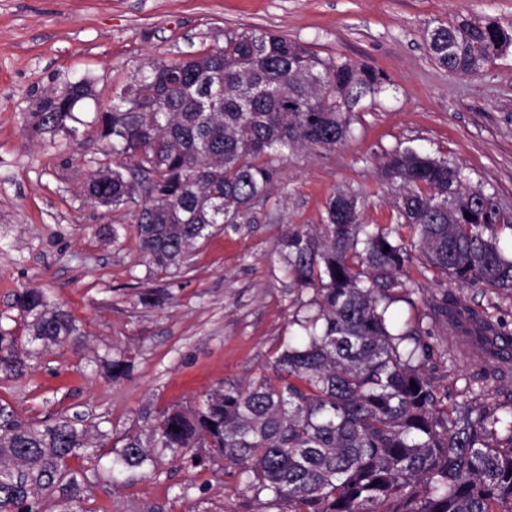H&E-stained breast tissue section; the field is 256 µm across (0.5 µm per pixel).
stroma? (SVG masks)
<instances>
[{
    "mask_svg": "<svg viewBox=\"0 0 512 512\" xmlns=\"http://www.w3.org/2000/svg\"><path fill=\"white\" fill-rule=\"evenodd\" d=\"M512 28V0H0V332L26 342L13 301L37 287L70 313L83 344L33 355L26 373L0 377V409L38 422L80 415L113 437L147 433L159 411L189 408L222 382L267 372L301 294L276 246L291 225H318L337 190H367V224L391 221L395 191L380 177L386 154L411 148L461 168L512 216V51L464 76L435 63L427 28L457 17ZM259 28L320 57L379 73L382 89L354 105V136L330 150L300 149L278 162L268 200L241 231L199 241L181 271L151 272L131 217L93 204L84 188L106 163L100 113L115 89L150 61L185 59L224 44L228 29ZM83 82L89 89L56 130L34 124L38 101ZM393 308L418 320L433 296L496 314L512 329V295L459 288L405 268ZM118 357L126 375L100 365ZM474 367L434 361L438 394L456 396ZM154 470L113 476L112 457L72 458L79 512H273L241 491L222 462L191 468L156 450Z\"/></svg>",
    "mask_w": 512,
    "mask_h": 512,
    "instance_id": "1",
    "label": "stroma"
}]
</instances>
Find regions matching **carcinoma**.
<instances>
[{"label":"carcinoma","instance_id":"carcinoma-1","mask_svg":"<svg viewBox=\"0 0 512 512\" xmlns=\"http://www.w3.org/2000/svg\"><path fill=\"white\" fill-rule=\"evenodd\" d=\"M426 42L437 64L471 76L512 47V30L460 17L427 31ZM381 84L375 71L323 59L285 36L227 30L217 50L151 62L114 92L101 136L128 164L100 167L85 192L132 216L149 266L178 270L198 240L250 222L252 202L274 183V161L351 139L348 98ZM86 91L79 84L45 96L37 124L62 125ZM381 176L397 188L392 223H362L367 192L340 190L324 223L293 225L282 237L283 273L313 295L291 320L299 332L275 358L276 378L221 383L188 410L159 412L147 436L119 438L112 471L154 464V448L203 468L199 449L208 448L244 489L273 506L288 503V512H512V394L482 407L466 397L450 405L425 373L437 349L450 360L468 357V392H485L512 376V332L447 294L432 297L414 324L389 316L414 249L435 278L512 294L494 197L447 159L412 149L387 155ZM15 307L28 343L45 352L81 343L80 328L43 289L22 291ZM425 319L447 324L456 341L430 342ZM27 359L1 332L0 375H24ZM97 435L95 446L77 417L32 424L8 416L0 512H44L67 462L112 441Z\"/></svg>","mask_w":512,"mask_h":512}]
</instances>
